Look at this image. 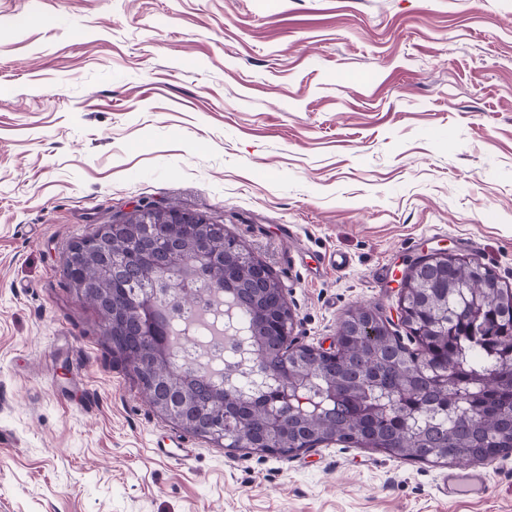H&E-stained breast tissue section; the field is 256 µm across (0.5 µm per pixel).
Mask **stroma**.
<instances>
[{
  "label": "stroma",
  "mask_w": 512,
  "mask_h": 512,
  "mask_svg": "<svg viewBox=\"0 0 512 512\" xmlns=\"http://www.w3.org/2000/svg\"><path fill=\"white\" fill-rule=\"evenodd\" d=\"M169 203L271 267L298 345L358 305L405 335L427 248L512 286V0H0V512H512V455L452 498L445 464L165 420L64 264ZM94 311L96 312V314L98 316L100 327L102 329V337H103L105 343L107 344L108 350L112 353V351L114 349V346L116 348H119L120 350H117V349L114 350V353L112 355L114 357H117L118 359L122 360L127 365H128V363L132 364L131 359H129L128 356H127V353L124 350H121V348L125 344H136L137 340H138V337H135V338H133L131 340H128L125 343H122V342L114 339V337L110 334L109 330L107 329L108 317L103 312H101L98 309H94Z\"/></svg>",
  "instance_id": "1"
}]
</instances>
